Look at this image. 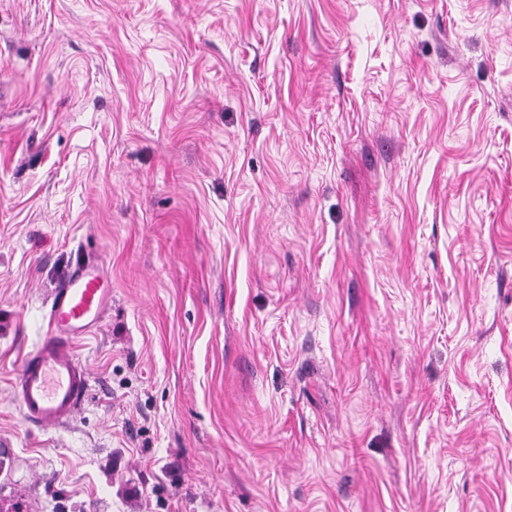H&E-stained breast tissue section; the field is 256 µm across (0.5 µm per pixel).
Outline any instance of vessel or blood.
I'll return each mask as SVG.
<instances>
[{
    "label": "vessel or blood",
    "instance_id": "b4317fda",
    "mask_svg": "<svg viewBox=\"0 0 512 512\" xmlns=\"http://www.w3.org/2000/svg\"><path fill=\"white\" fill-rule=\"evenodd\" d=\"M112 300V282L96 264L78 267L55 292L48 334L22 360L12 385L24 420L54 426L72 414L89 390L90 376L74 343L97 324Z\"/></svg>",
    "mask_w": 512,
    "mask_h": 512
}]
</instances>
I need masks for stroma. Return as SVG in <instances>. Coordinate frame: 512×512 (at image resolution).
I'll list each match as a JSON object with an SVG mask.
<instances>
[{
    "label": "stroma",
    "instance_id": "1",
    "mask_svg": "<svg viewBox=\"0 0 512 512\" xmlns=\"http://www.w3.org/2000/svg\"><path fill=\"white\" fill-rule=\"evenodd\" d=\"M0 512H512V0H0ZM110 302L112 281L94 263L78 267L56 290L48 335L22 359L12 385L28 424L58 425L77 410L90 376L75 354L74 342L96 326Z\"/></svg>",
    "mask_w": 512,
    "mask_h": 512
}]
</instances>
